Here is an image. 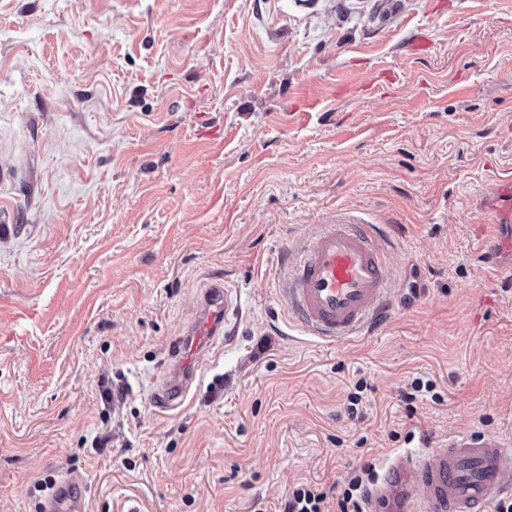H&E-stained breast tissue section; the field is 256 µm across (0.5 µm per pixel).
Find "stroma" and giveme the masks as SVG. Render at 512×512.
Returning a JSON list of instances; mask_svg holds the SVG:
<instances>
[{
	"mask_svg": "<svg viewBox=\"0 0 512 512\" xmlns=\"http://www.w3.org/2000/svg\"><path fill=\"white\" fill-rule=\"evenodd\" d=\"M495 179L512 0H0V512H41L65 472L85 512H280L452 432L512 449ZM335 217L387 233L396 287L331 345L278 290ZM214 284L232 338L159 408ZM328 498L327 492L319 491L305 484L295 487L284 503L282 512H329L323 510Z\"/></svg>",
	"mask_w": 512,
	"mask_h": 512,
	"instance_id": "obj_1",
	"label": "stroma"
}]
</instances>
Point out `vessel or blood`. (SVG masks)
<instances>
[{"label":"vessel or blood","instance_id":"b4317fda","mask_svg":"<svg viewBox=\"0 0 512 512\" xmlns=\"http://www.w3.org/2000/svg\"><path fill=\"white\" fill-rule=\"evenodd\" d=\"M489 227L512 223V182L495 189L488 205ZM392 283L384 241L371 224L351 219L321 225L291 260L281 297L293 323L307 335L329 344L350 340L383 320ZM228 300L223 287L204 289L198 311L170 347L175 376L162 381L157 402L174 408L187 396L197 369L196 356L224 334ZM512 471V451L496 438L456 433L442 448L423 454H397L370 492L369 512H482L503 494L505 473ZM67 474L42 512H85Z\"/></svg>","mask_w":512,"mask_h":512}]
</instances>
